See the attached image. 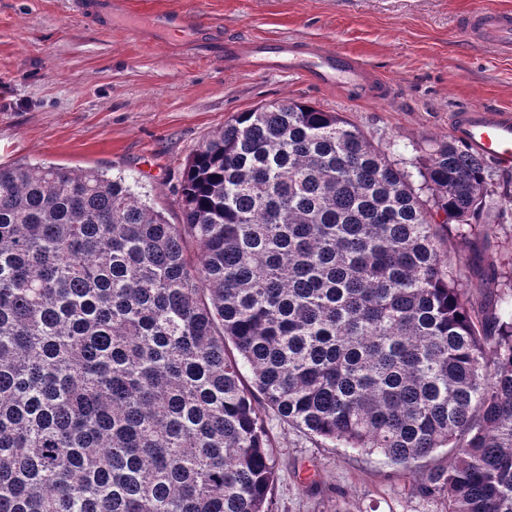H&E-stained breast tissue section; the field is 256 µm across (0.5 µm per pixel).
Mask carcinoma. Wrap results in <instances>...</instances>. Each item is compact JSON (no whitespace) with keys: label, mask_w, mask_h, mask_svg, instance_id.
Instances as JSON below:
<instances>
[{"label":"carcinoma","mask_w":512,"mask_h":512,"mask_svg":"<svg viewBox=\"0 0 512 512\" xmlns=\"http://www.w3.org/2000/svg\"><path fill=\"white\" fill-rule=\"evenodd\" d=\"M418 175L288 98L193 153L179 224L0 166V512H268L266 411L403 467L456 448L445 512H512V259L451 257L491 249L487 161L450 136Z\"/></svg>","instance_id":"obj_1"}]
</instances>
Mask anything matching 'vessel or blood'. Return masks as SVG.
<instances>
[{"mask_svg":"<svg viewBox=\"0 0 512 512\" xmlns=\"http://www.w3.org/2000/svg\"><path fill=\"white\" fill-rule=\"evenodd\" d=\"M471 39L503 53H512V12L474 5L463 20ZM224 61L229 66H247L260 71L285 69L309 82L336 87L360 99L391 101V86L360 65L342 50L329 51L314 43L282 40L256 41L248 49L234 42L224 44ZM454 137L471 153L512 166V111L472 106L460 109L450 119Z\"/></svg>","mask_w":512,"mask_h":512,"instance_id":"1","label":"vessel or blood"}]
</instances>
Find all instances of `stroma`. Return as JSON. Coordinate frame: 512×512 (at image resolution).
Returning a JSON list of instances; mask_svg holds the SVG:
<instances>
[{
    "instance_id": "stroma-1",
    "label": "stroma",
    "mask_w": 512,
    "mask_h": 512,
    "mask_svg": "<svg viewBox=\"0 0 512 512\" xmlns=\"http://www.w3.org/2000/svg\"><path fill=\"white\" fill-rule=\"evenodd\" d=\"M474 0H123L132 15L186 17L129 32L77 14L72 0H0V165H64L129 178L178 223L194 150L237 113L283 99L338 112L401 167L450 132L471 105L512 108V56L468 41ZM314 41L352 54L395 91L358 100L286 71L224 64V41ZM495 203L481 218L494 254L512 256V170L489 164ZM277 444L269 512H445L421 490L452 449L402 468L322 447L267 416Z\"/></svg>"
}]
</instances>
